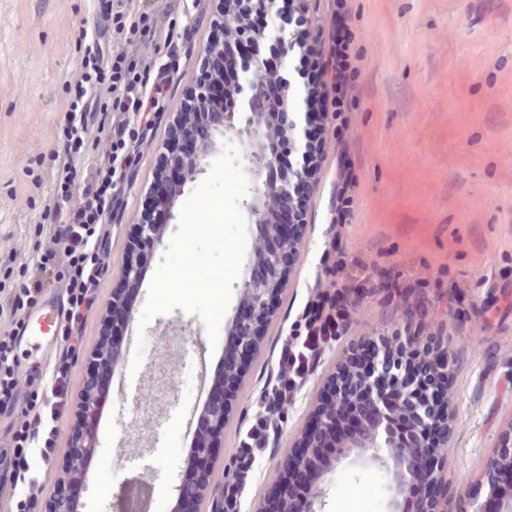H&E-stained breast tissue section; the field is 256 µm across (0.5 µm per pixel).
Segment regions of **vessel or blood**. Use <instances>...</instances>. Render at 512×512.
Here are the masks:
<instances>
[{
    "label": "vessel or blood",
    "instance_id": "b4317fda",
    "mask_svg": "<svg viewBox=\"0 0 512 512\" xmlns=\"http://www.w3.org/2000/svg\"><path fill=\"white\" fill-rule=\"evenodd\" d=\"M68 316V300L63 289L50 291L28 312L17 327L16 342L29 348L32 359L22 363L23 371L36 372L63 334Z\"/></svg>",
    "mask_w": 512,
    "mask_h": 512
}]
</instances>
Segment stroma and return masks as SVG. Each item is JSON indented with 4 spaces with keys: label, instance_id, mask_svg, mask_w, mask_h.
<instances>
[{
    "label": "stroma",
    "instance_id": "obj_1",
    "mask_svg": "<svg viewBox=\"0 0 512 512\" xmlns=\"http://www.w3.org/2000/svg\"><path fill=\"white\" fill-rule=\"evenodd\" d=\"M346 6L361 54L350 124L343 144L331 139L325 147L303 241L224 428L211 483L221 489L284 336L317 289L329 287L324 254L340 233L351 254L392 267L401 277L433 276L444 268L468 286L476 313L464 327H456L446 300L427 304L430 321L446 333L456 376L444 480L449 512H457L512 427V288L502 279L512 272V0H347ZM98 16L95 0H0V340L24 317L13 311L11 299L53 248L51 225L79 202L75 196L61 200L62 171L81 182L99 164L107 130L120 118L98 113L80 151L59 152L58 134L71 108L67 88L93 49L84 33ZM218 18L213 0H201L184 13L158 18L160 30L184 32L178 46L136 37L114 44L164 67L170 88L151 124L134 123L136 163L118 182L112 213L97 237L109 272L95 275V303L71 341L70 391L87 383L85 356L102 340L103 308L119 282L130 228L141 220L157 159ZM344 150L355 162L358 186L340 229L334 223L336 157ZM353 317L348 335L300 385L244 512L276 481L322 378L343 359L349 341L404 326L410 313L405 302L388 305L369 295ZM207 344L198 316L177 309L151 322L141 370L132 378L120 366L99 412L97 449L86 467L79 512H112L114 494L143 471L171 512L172 489L190 455L191 416L208 399L222 357L218 351L202 355ZM381 501L376 473L341 469L331 480L324 512H381Z\"/></svg>",
    "mask_w": 512,
    "mask_h": 512
}]
</instances>
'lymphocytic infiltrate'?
<instances>
[{
	"label": "lymphocytic infiltrate",
	"mask_w": 512,
	"mask_h": 512,
	"mask_svg": "<svg viewBox=\"0 0 512 512\" xmlns=\"http://www.w3.org/2000/svg\"><path fill=\"white\" fill-rule=\"evenodd\" d=\"M136 11L125 10L121 0H111L104 14L106 24L98 28V40L108 33L122 36L140 35L143 38L163 37L173 42V32L159 34L154 12V0H140ZM281 18L293 35L295 70L304 78L312 106L309 126L312 137V159L320 161L325 147L326 120L329 111L340 112L353 91L347 82L348 74L358 53L354 38L346 24V10H338L333 20L334 45L323 52L319 44L311 43L307 29L309 20L304 5L290 0L284 5ZM165 83L151 77L148 62L126 52H97L90 72L70 86L71 108L79 119H68L63 127V150L71 152L79 146L80 128L86 127V116L96 112L118 111L122 120L111 124L108 131L110 151L103 172L85 179L80 191L81 204L67 213L55 229V250L37 262L35 272L21 288L17 307L34 306L47 283V274L58 256H65L69 272L67 292L70 297L71 318L79 320L80 305L93 280V270L85 262L86 252L103 218L112 210L116 177L122 176L132 163L130 144L137 135L128 120L129 115L145 111L147 106H159ZM331 273L337 274L335 293L318 292L306 305L303 317L277 353L273 377L264 386L256 409L246 423L234 453L231 481L223 487L224 512H240L241 500L254 482L258 465L270 443L288 421V406L298 386L319 366L324 352L346 335L351 321L350 296L382 293L414 299L418 322L415 328L394 330L391 335L361 338L347 346V363L362 364L378 349L396 351L404 361L408 375L422 387L435 408L437 420L448 416V390L454 382L448 350L441 332L429 331L424 318L427 313L423 298L427 288L447 287L448 300L457 323L468 320L474 303L466 302L457 292L456 281L425 279L398 280L385 268H368L359 258L350 257L342 238H335L325 252ZM51 397L41 401L27 399V420L21 443L0 452V489L9 488L11 496L36 498L42 486L37 470L50 466L56 449L53 436L56 423L64 414L69 399V368L58 362L50 389Z\"/></svg>",
	"instance_id": "1"
}]
</instances>
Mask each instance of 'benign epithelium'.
I'll return each instance as SVG.
<instances>
[{"label": "benign epithelium", "mask_w": 512, "mask_h": 512, "mask_svg": "<svg viewBox=\"0 0 512 512\" xmlns=\"http://www.w3.org/2000/svg\"><path fill=\"white\" fill-rule=\"evenodd\" d=\"M222 21L203 50L204 74L198 76L194 93L173 123L174 131L193 142L189 153H176L169 169L154 176L148 204L163 215L160 224L140 222L131 241L120 275L121 283L135 291L143 283L157 248L163 243L170 224L176 220V208L188 182L204 173L232 136L246 137L248 148L242 164L250 179L249 195L243 203L248 222L263 228V239L278 244L270 248L255 246L236 285L239 300L225 323V335L233 341V352L224 355V369L216 379L224 382V396L212 399L205 407L210 427L195 434L192 461L195 476L173 489V512H196L202 498L212 493L210 476L216 449L224 442V424L233 412L234 399L244 382L246 363L258 351L262 332L273 316L286 275L302 240L304 225L288 224L278 216V207L292 198L299 184L310 176L311 146L306 135L307 96L304 83L288 78L285 63L295 43L280 27H253L250 15L260 11L265 17L277 13V0H218ZM248 39L250 56L237 70L233 83L224 80V56L242 39ZM275 83L281 96L273 101L265 88ZM234 108L224 111V99ZM291 140L296 163L289 175L272 176L278 167L276 143ZM105 319L112 336L126 335L132 310L119 289L105 307ZM121 358L119 344L105 341L91 352L89 364L116 370ZM339 365L324 381L315 406L297 435L290 454L284 460L271 491L254 507V512H322L330 479L340 468L374 471L380 477L385 497L383 512H406V500L415 481L426 478L443 484L442 471L448 447V434L431 442L435 429L428 400L417 384L390 368L381 355L352 378L344 379ZM401 390L397 404L382 394L386 384ZM77 415L85 434L72 442L61 464L59 483L82 481L86 462L96 448L95 425L99 403L88 389L77 395ZM409 412L415 427L412 442L400 446L389 433L402 411ZM432 451L439 468L423 473L414 469L415 457ZM478 485L485 488L471 510L482 512L483 501L490 499L494 512H512V430L505 432L489 456Z\"/></svg>", "instance_id": "obj_1"}]
</instances>
